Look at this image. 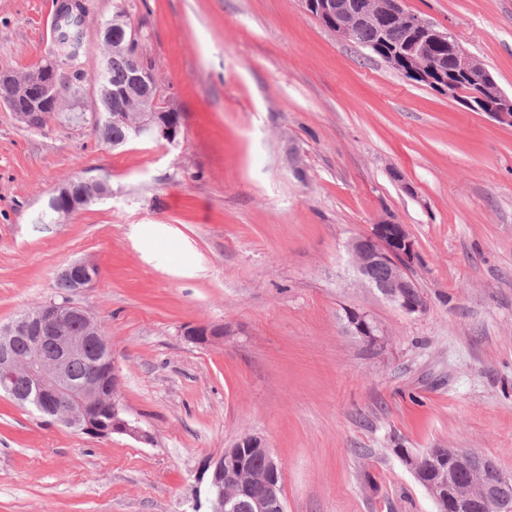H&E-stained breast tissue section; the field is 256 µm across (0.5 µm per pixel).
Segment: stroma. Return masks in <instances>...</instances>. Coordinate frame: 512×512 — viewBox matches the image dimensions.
I'll return each mask as SVG.
<instances>
[{
    "label": "stroma",
    "instance_id": "stroma-1",
    "mask_svg": "<svg viewBox=\"0 0 512 512\" xmlns=\"http://www.w3.org/2000/svg\"><path fill=\"white\" fill-rule=\"evenodd\" d=\"M57 0H0V73L50 57ZM87 80L43 128L0 107V322L56 292L112 341L146 432L93 438L0 394V512H209L212 457L250 434L283 467L286 512H437L399 451L466 448L512 475V127L340 40L299 0H85ZM512 94V0H405ZM138 31L179 143L98 140L100 31ZM71 177L109 198L36 218ZM405 224L427 306L355 273L347 241ZM366 313L383 342L343 330ZM224 339L189 341L190 325ZM58 277L67 278L72 284L71 288L69 281L57 279V300H65L66 297L70 295L72 289V293L75 295L89 288L91 284L98 279L99 268L91 262L74 261L62 268ZM187 339L197 344H207L214 340L224 337V327L210 326L208 324H198L188 326L184 330Z\"/></svg>",
    "mask_w": 512,
    "mask_h": 512
}]
</instances>
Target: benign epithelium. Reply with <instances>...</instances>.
Wrapping results in <instances>:
<instances>
[{"label": "benign epithelium", "instance_id": "benign-epithelium-1", "mask_svg": "<svg viewBox=\"0 0 512 512\" xmlns=\"http://www.w3.org/2000/svg\"><path fill=\"white\" fill-rule=\"evenodd\" d=\"M306 13L345 41L355 40L363 28L377 30V41L368 48L402 74L435 85L457 99L467 110L483 113L501 125L512 126V94L504 92L493 75L460 46L446 29H440L417 13L408 11L403 0H301ZM122 29L128 39L112 36V26ZM101 30L102 41L113 53L129 52L137 41V29L125 17ZM448 49L452 65L431 59L435 47ZM130 82L123 90L134 100L138 112L111 115L132 128L133 136L169 144L179 142L182 115L163 97L154 71L142 56L131 55ZM58 58L49 59L27 72L26 77L0 79V102L14 110L18 120L46 124L57 112L69 88L58 74ZM112 195L107 180L76 178L64 182L50 197L48 206L70 215L94 199ZM360 278L377 289L407 315L426 307L423 295L413 289L409 274L416 258L414 241L405 225L383 219L366 236L348 243ZM387 272L383 280L373 278L374 270ZM59 276L79 294L99 277V268L86 261H74ZM84 323L86 333L73 330L74 320ZM100 320L74 301L44 302L34 310L20 313L0 325V388L14 401L26 402L14 390L18 380L52 421L94 437L113 433L141 438L144 432L125 417L118 397L120 378L112 357V344L100 330ZM345 331L369 346L382 342L379 327L363 312L345 311ZM184 336L193 343L207 344L224 337V327L198 324L188 326ZM25 340L31 354L19 357L13 345ZM91 357L87 377L74 382L68 363ZM264 459L255 471L253 455ZM403 461L415 479L437 503H448L447 512H512V476L488 467L485 455L462 448L448 449V456L433 461L420 452L405 451ZM208 485L211 512H285L282 496V465L258 436L245 435L209 462ZM469 482L463 485L459 475Z\"/></svg>", "mask_w": 512, "mask_h": 512}]
</instances>
